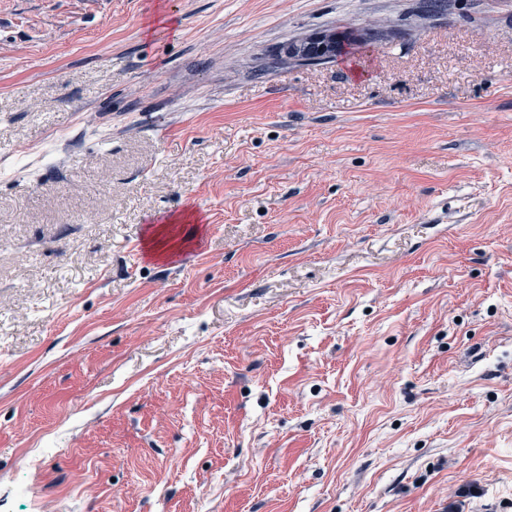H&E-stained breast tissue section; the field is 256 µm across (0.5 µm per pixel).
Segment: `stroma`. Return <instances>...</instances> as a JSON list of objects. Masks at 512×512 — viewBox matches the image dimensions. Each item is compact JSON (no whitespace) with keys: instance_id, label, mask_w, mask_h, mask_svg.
<instances>
[{"instance_id":"1","label":"stroma","mask_w":512,"mask_h":512,"mask_svg":"<svg viewBox=\"0 0 512 512\" xmlns=\"http://www.w3.org/2000/svg\"><path fill=\"white\" fill-rule=\"evenodd\" d=\"M0 512H512V0H0ZM340 41L336 33H325L302 42L290 53L300 61H329L338 57Z\"/></svg>"}]
</instances>
